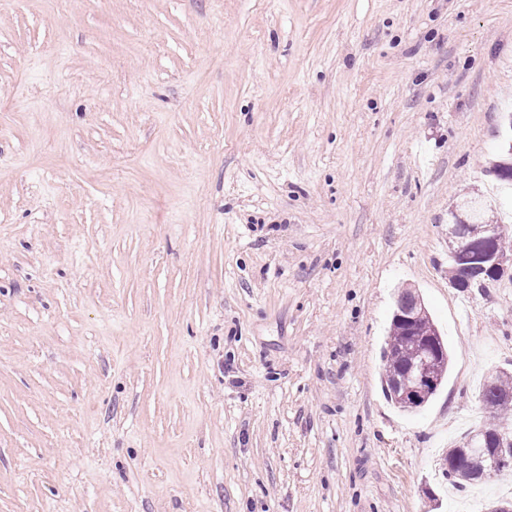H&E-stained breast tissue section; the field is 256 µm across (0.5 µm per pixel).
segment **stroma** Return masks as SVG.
Masks as SVG:
<instances>
[{
	"mask_svg": "<svg viewBox=\"0 0 512 512\" xmlns=\"http://www.w3.org/2000/svg\"><path fill=\"white\" fill-rule=\"evenodd\" d=\"M512 104V0H0V512H481L442 455L512 373L448 282ZM443 335L383 392L404 290ZM436 352V347L431 346L427 349V358L424 359V363L417 368L416 374V385L408 386L403 393V397L409 402L416 403L420 397L424 394L427 389L426 385L433 384L432 374L428 370L430 358Z\"/></svg>",
	"mask_w": 512,
	"mask_h": 512,
	"instance_id": "1",
	"label": "stroma"
}]
</instances>
